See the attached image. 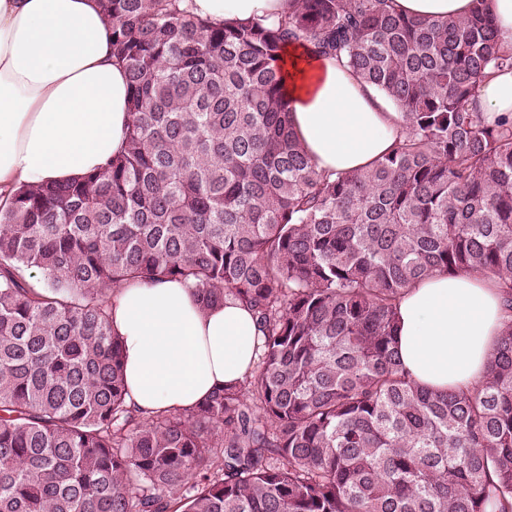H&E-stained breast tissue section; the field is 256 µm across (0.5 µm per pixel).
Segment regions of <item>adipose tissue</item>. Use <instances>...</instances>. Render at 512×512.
Wrapping results in <instances>:
<instances>
[{"mask_svg": "<svg viewBox=\"0 0 512 512\" xmlns=\"http://www.w3.org/2000/svg\"><path fill=\"white\" fill-rule=\"evenodd\" d=\"M219 23L277 21L290 0H180ZM291 121L319 172L368 166L403 136L395 105L333 57L299 44L281 54ZM127 73L112 56L98 0H0V204L20 184L84 176L123 147ZM487 115L512 113V71L483 79ZM127 399L141 411L189 409L243 379L257 360L255 315L234 300L202 307L180 280L110 293ZM401 362L439 392L480 384L504 328V296L475 274L430 276L398 303Z\"/></svg>", "mask_w": 512, "mask_h": 512, "instance_id": "1", "label": "adipose tissue"}]
</instances>
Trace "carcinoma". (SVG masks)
I'll use <instances>...</instances> for the list:
<instances>
[{"instance_id":"obj_1","label":"carcinoma","mask_w":512,"mask_h":512,"mask_svg":"<svg viewBox=\"0 0 512 512\" xmlns=\"http://www.w3.org/2000/svg\"><path fill=\"white\" fill-rule=\"evenodd\" d=\"M211 23L177 0H100L127 70L123 150L0 206V512H512V120L477 107L512 70L484 0L465 17L391 0H294ZM342 61L406 136L317 172L277 66ZM480 274L505 328L474 390L404 369L397 306ZM169 278L257 318V362L190 411L127 400L108 291Z\"/></svg>"}]
</instances>
